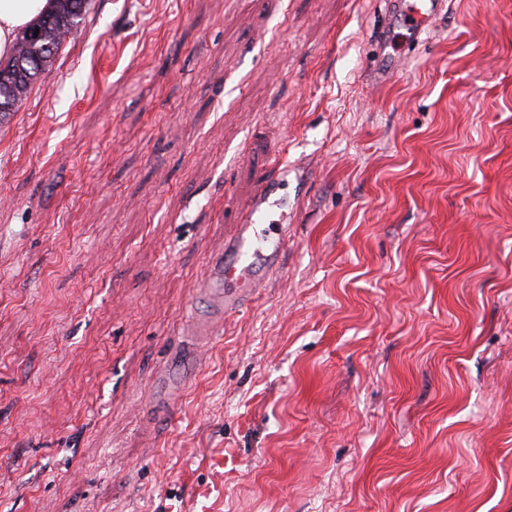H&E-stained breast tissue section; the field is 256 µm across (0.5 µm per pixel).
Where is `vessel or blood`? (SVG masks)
I'll return each mask as SVG.
<instances>
[{
    "label": "vessel or blood",
    "mask_w": 512,
    "mask_h": 512,
    "mask_svg": "<svg viewBox=\"0 0 512 512\" xmlns=\"http://www.w3.org/2000/svg\"><path fill=\"white\" fill-rule=\"evenodd\" d=\"M445 6V0H422L417 7L409 0H388L384 30L390 33L399 27L417 32L428 29ZM286 174L280 162H272L251 200L241 209L234 233L225 239L221 252L208 260L201 287L219 293L222 316L241 311L259 288L281 270L294 227L287 219H270L269 207Z\"/></svg>",
    "instance_id": "1"
}]
</instances>
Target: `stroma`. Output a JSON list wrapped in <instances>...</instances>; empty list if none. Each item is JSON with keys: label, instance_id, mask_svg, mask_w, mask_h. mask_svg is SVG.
<instances>
[{"label": "stroma", "instance_id": "stroma-1", "mask_svg": "<svg viewBox=\"0 0 512 512\" xmlns=\"http://www.w3.org/2000/svg\"><path fill=\"white\" fill-rule=\"evenodd\" d=\"M385 14L89 0L0 123V512H512V0ZM275 158L281 274L188 357ZM421 7H413V4L404 0H389L387 5V19L383 27L381 41L386 40L389 33L397 27H406L420 32L428 30L432 23L446 6L445 0H423Z\"/></svg>", "mask_w": 512, "mask_h": 512}]
</instances>
